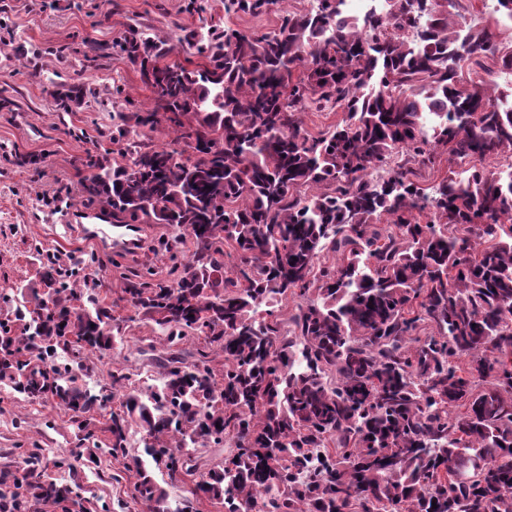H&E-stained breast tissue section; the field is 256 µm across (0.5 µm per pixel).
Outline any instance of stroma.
<instances>
[{
  "instance_id": "obj_1",
  "label": "stroma",
  "mask_w": 512,
  "mask_h": 512,
  "mask_svg": "<svg viewBox=\"0 0 512 512\" xmlns=\"http://www.w3.org/2000/svg\"><path fill=\"white\" fill-rule=\"evenodd\" d=\"M197 24L184 0H0V289L39 287L41 248L69 265L91 259L113 302L135 273L169 270V259L155 253L174 236L166 225H145L144 240L134 250H107L83 237L76 227L78 188L88 157L112 148V117L121 100L113 89L134 106H155L116 41L144 30L175 47L180 28ZM87 40L105 48L92 63L83 56ZM185 58L176 47L168 56L172 62ZM74 85L81 95L60 106V94ZM48 193L59 195V208L43 206ZM117 314L124 319L120 334L111 350L94 358L84 379L94 390L115 364L136 381L159 371L164 341L158 327L131 319L123 308ZM34 443L42 450L46 478L67 480L55 461L78 446L68 415L52 399H31L1 381L0 467L15 464L17 448ZM130 479L122 462L85 456L77 503H33L29 512H143L128 495Z\"/></svg>"
}]
</instances>
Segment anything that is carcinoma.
Wrapping results in <instances>:
<instances>
[{
	"label": "carcinoma",
	"instance_id": "cac0c4a2",
	"mask_svg": "<svg viewBox=\"0 0 512 512\" xmlns=\"http://www.w3.org/2000/svg\"><path fill=\"white\" fill-rule=\"evenodd\" d=\"M278 2L224 0L221 26L188 0L192 69L160 63L174 47L143 32L120 44L161 111L118 113L121 160L91 161L81 199L185 239L174 278L123 289L166 333L157 383L121 394V369L98 393L82 383L120 318L50 254L43 292L0 320V381L51 395L78 441L124 460L146 512H191L192 496L224 512H512V464L496 466L512 460V163L421 184L443 158H512V88L482 77L490 62L512 73V0L470 25L473 0L354 16L316 0L271 31L235 23ZM334 108L336 124L305 128ZM162 122L174 137L153 147ZM200 335L190 362L177 345ZM104 391L119 409L100 420ZM211 442L224 463L171 508L142 456L184 484ZM2 483L75 493L42 479L37 446Z\"/></svg>",
	"mask_w": 512,
	"mask_h": 512
}]
</instances>
